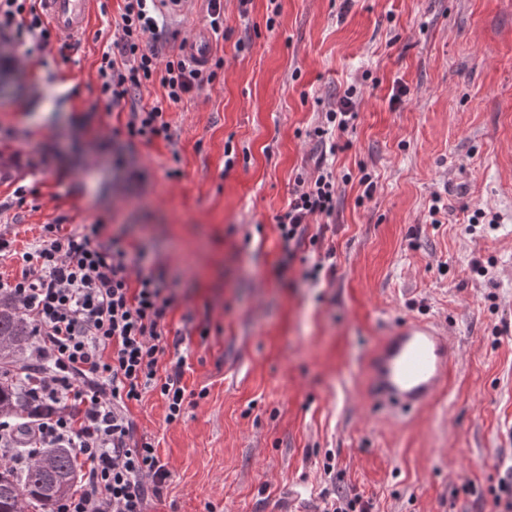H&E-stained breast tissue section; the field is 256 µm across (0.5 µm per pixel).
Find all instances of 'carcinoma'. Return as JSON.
<instances>
[{
	"label": "carcinoma",
	"instance_id": "carcinoma-1",
	"mask_svg": "<svg viewBox=\"0 0 512 512\" xmlns=\"http://www.w3.org/2000/svg\"><path fill=\"white\" fill-rule=\"evenodd\" d=\"M32 338L30 323L21 317L13 302L0 295V339L16 353L27 347ZM28 380L11 370L0 371V417L21 420L25 410L24 390ZM50 460V471H41L37 464L28 466L24 473L0 465V512H21L22 497L41 504L57 503L68 495L76 469L75 456L70 448H54L40 455Z\"/></svg>",
	"mask_w": 512,
	"mask_h": 512
}]
</instances>
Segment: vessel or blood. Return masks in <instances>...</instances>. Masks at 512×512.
I'll return each mask as SVG.
<instances>
[{
    "label": "vessel or blood",
    "instance_id": "b4317fda",
    "mask_svg": "<svg viewBox=\"0 0 512 512\" xmlns=\"http://www.w3.org/2000/svg\"><path fill=\"white\" fill-rule=\"evenodd\" d=\"M196 0H155L170 19H187ZM92 0H41L51 27L62 37L82 35L89 24ZM211 33L193 28L183 53L195 66L212 56ZM458 360V348L447 326L413 318L392 327L372 352L367 364L368 384L376 399L403 412L430 405L443 389Z\"/></svg>",
    "mask_w": 512,
    "mask_h": 512
}]
</instances>
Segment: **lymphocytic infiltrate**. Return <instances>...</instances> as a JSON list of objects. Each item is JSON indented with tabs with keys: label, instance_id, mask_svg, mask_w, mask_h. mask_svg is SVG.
Here are the masks:
<instances>
[{
	"label": "lymphocytic infiltrate",
	"instance_id": "f902f5d3",
	"mask_svg": "<svg viewBox=\"0 0 512 512\" xmlns=\"http://www.w3.org/2000/svg\"><path fill=\"white\" fill-rule=\"evenodd\" d=\"M36 2L0 0V46L22 50L28 59L54 41ZM123 2L97 69L98 101L117 107L157 83L165 102L178 104L216 79L224 65L220 57L208 71L187 66L178 53L159 63L158 52L145 45L147 37L160 35L154 0ZM114 133L131 145L172 139L162 104L131 106ZM336 191L334 170L317 164L306 188L275 217L286 253H295L311 216L333 214ZM99 236L96 224L70 233L47 224L21 253L0 237V257L19 256L23 265L19 276L0 277V294L32 325L21 366L36 372L29 421L0 422V460L20 471L47 449H75L74 489L56 512H145L149 496H161L171 472L151 442L136 438L126 407L155 391L166 404V422L179 419L188 399L182 383L188 355L162 340L175 302L170 286L142 270L138 245Z\"/></svg>",
	"mask_w": 512,
	"mask_h": 512
}]
</instances>
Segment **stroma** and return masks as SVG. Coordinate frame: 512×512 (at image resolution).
<instances>
[{"label":"stroma","instance_id":"35a3bbf8","mask_svg":"<svg viewBox=\"0 0 512 512\" xmlns=\"http://www.w3.org/2000/svg\"><path fill=\"white\" fill-rule=\"evenodd\" d=\"M122 0H95L70 49L0 56V236L127 231L176 283L164 328L189 352L181 418L128 404L171 477L148 512H502L512 479V0H224L216 80L166 105L171 142L116 168L97 66ZM333 217L296 261L274 217L326 149L314 130L349 86ZM235 154L225 169V153ZM183 175L166 176L170 166ZM375 190L364 197L362 174ZM24 198H17L18 187ZM448 221L432 223L433 194ZM488 219L465 232L474 210ZM336 272L304 278L325 254ZM449 326L458 364L433 404L374 400L367 361L405 318ZM208 336H200L201 325Z\"/></svg>","mask_w":512,"mask_h":512}]
</instances>
